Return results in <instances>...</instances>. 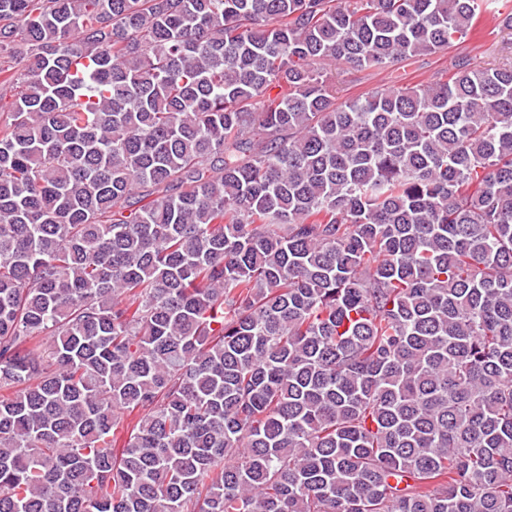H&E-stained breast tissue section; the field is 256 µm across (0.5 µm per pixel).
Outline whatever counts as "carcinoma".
Listing matches in <instances>:
<instances>
[{
  "instance_id": "cac0c4a2",
  "label": "carcinoma",
  "mask_w": 512,
  "mask_h": 512,
  "mask_svg": "<svg viewBox=\"0 0 512 512\" xmlns=\"http://www.w3.org/2000/svg\"><path fill=\"white\" fill-rule=\"evenodd\" d=\"M483 2L0 0V512H512ZM483 5L476 30L455 47L437 55L416 56L387 69L331 67L336 78V101L383 89L412 87L430 82L449 67L450 58L466 56L478 67H493L512 62V31L497 28L493 4Z\"/></svg>"
}]
</instances>
